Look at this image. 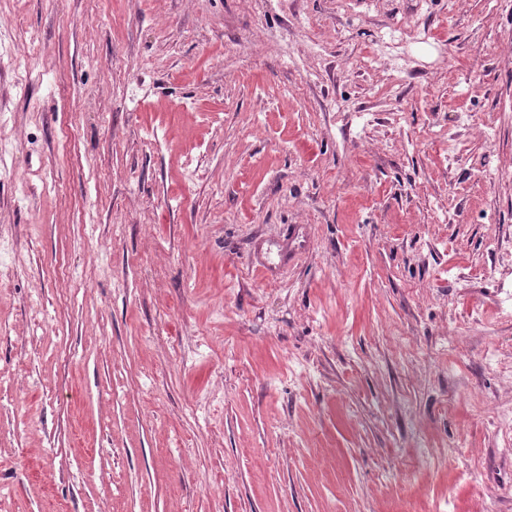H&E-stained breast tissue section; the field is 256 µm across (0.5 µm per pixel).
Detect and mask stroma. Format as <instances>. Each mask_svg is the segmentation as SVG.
Listing matches in <instances>:
<instances>
[{"mask_svg":"<svg viewBox=\"0 0 512 512\" xmlns=\"http://www.w3.org/2000/svg\"><path fill=\"white\" fill-rule=\"evenodd\" d=\"M3 29L0 512H512V0ZM251 266L258 272L264 282H273L277 279L278 269L271 262L268 255V250L264 249V245L261 242H257L254 246Z\"/></svg>","mask_w":512,"mask_h":512,"instance_id":"1","label":"stroma"}]
</instances>
